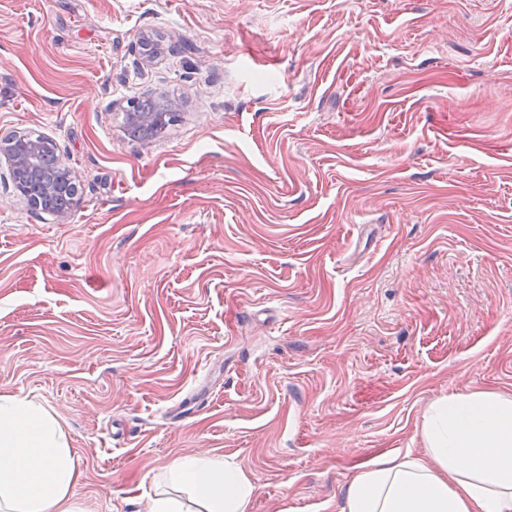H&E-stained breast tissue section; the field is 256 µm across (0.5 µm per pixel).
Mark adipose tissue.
<instances>
[{"mask_svg": "<svg viewBox=\"0 0 512 512\" xmlns=\"http://www.w3.org/2000/svg\"><path fill=\"white\" fill-rule=\"evenodd\" d=\"M423 453H384L359 464L339 512H512V396L454 393L422 422ZM79 472L56 412L0 393V512H76ZM196 497V512H247L255 484L209 456L175 459L159 472L147 512H186L168 493Z\"/></svg>", "mask_w": 512, "mask_h": 512, "instance_id": "adipose-tissue-1", "label": "adipose tissue"}]
</instances>
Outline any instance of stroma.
I'll use <instances>...</instances> for the list:
<instances>
[{
	"label": "stroma",
	"instance_id": "stroma-1",
	"mask_svg": "<svg viewBox=\"0 0 512 512\" xmlns=\"http://www.w3.org/2000/svg\"><path fill=\"white\" fill-rule=\"evenodd\" d=\"M9 131L80 186L59 218L0 166V392L57 413L78 512L195 454L338 512L436 400L512 395V0H0ZM131 112H163L167 114L164 120H161L159 124L154 123L153 125H143L132 122L129 115L130 112L126 115L124 128L129 139L137 142H149L162 133V130L171 119V116L168 114H170L172 110L154 98L140 97L134 103Z\"/></svg>",
	"mask_w": 512,
	"mask_h": 512
}]
</instances>
